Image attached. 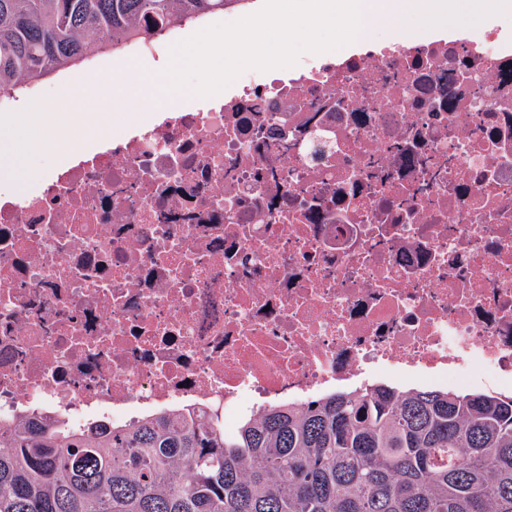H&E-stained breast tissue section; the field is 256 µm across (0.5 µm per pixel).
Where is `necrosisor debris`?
<instances>
[{
	"mask_svg": "<svg viewBox=\"0 0 512 512\" xmlns=\"http://www.w3.org/2000/svg\"><path fill=\"white\" fill-rule=\"evenodd\" d=\"M512 392V22L374 39L0 190V420Z\"/></svg>",
	"mask_w": 512,
	"mask_h": 512,
	"instance_id": "4bbe7bcc",
	"label": "necrosis or debris"
}]
</instances>
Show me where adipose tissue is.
<instances>
[{
    "instance_id": "adipose-tissue-1",
    "label": "adipose tissue",
    "mask_w": 512,
    "mask_h": 512,
    "mask_svg": "<svg viewBox=\"0 0 512 512\" xmlns=\"http://www.w3.org/2000/svg\"><path fill=\"white\" fill-rule=\"evenodd\" d=\"M134 86H116L111 80L86 78L75 86L57 88L46 102L24 108L14 119L15 125L37 129L39 135L28 144L30 152H40L64 143L71 150H85L86 144L78 131L82 118L97 114L101 117L100 130H110L112 110L123 112L128 123L143 122L145 115L137 99Z\"/></svg>"
}]
</instances>
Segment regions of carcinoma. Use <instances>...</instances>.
Returning a JSON list of instances; mask_svg holds the SVG:
<instances>
[{
  "label": "carcinoma",
  "mask_w": 512,
  "mask_h": 512,
  "mask_svg": "<svg viewBox=\"0 0 512 512\" xmlns=\"http://www.w3.org/2000/svg\"><path fill=\"white\" fill-rule=\"evenodd\" d=\"M241 2L0 0V95ZM0 512H512V394L377 383L231 434L202 411L22 418L0 424Z\"/></svg>",
  "instance_id": "carcinoma-1"
}]
</instances>
